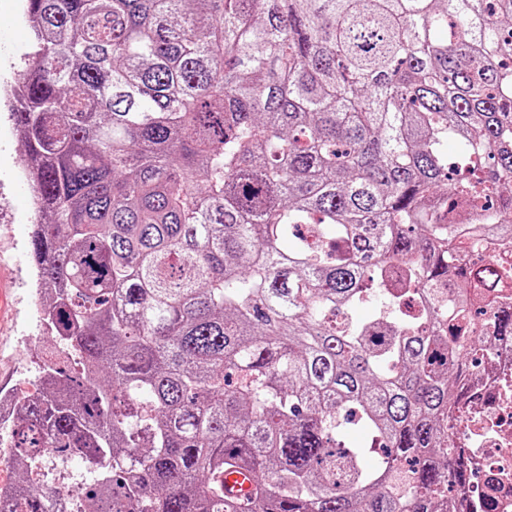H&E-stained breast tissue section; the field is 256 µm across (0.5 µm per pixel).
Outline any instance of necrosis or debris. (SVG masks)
<instances>
[{
	"label": "necrosis or debris",
	"instance_id": "4bbe7bcc",
	"mask_svg": "<svg viewBox=\"0 0 512 512\" xmlns=\"http://www.w3.org/2000/svg\"><path fill=\"white\" fill-rule=\"evenodd\" d=\"M481 352V369L469 376L466 402L455 429L464 446L469 482L457 488L460 512H512V336L494 334ZM29 489L51 494L56 512H76L84 486L73 479L47 480L32 473Z\"/></svg>",
	"mask_w": 512,
	"mask_h": 512
}]
</instances>
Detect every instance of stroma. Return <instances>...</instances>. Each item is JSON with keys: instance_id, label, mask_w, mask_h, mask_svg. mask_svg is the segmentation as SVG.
<instances>
[{"instance_id": "1", "label": "stroma", "mask_w": 512, "mask_h": 512, "mask_svg": "<svg viewBox=\"0 0 512 512\" xmlns=\"http://www.w3.org/2000/svg\"><path fill=\"white\" fill-rule=\"evenodd\" d=\"M24 0H0V86L12 83L30 51V33L21 18ZM24 161L11 121L0 111V281L7 288L8 309L0 322V394L41 377L44 354L54 344L41 321L39 298L29 253L33 207L20 169Z\"/></svg>"}]
</instances>
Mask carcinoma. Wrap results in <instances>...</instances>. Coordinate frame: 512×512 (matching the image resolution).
I'll return each mask as SVG.
<instances>
[{
  "label": "carcinoma",
  "instance_id": "carcinoma-1",
  "mask_svg": "<svg viewBox=\"0 0 512 512\" xmlns=\"http://www.w3.org/2000/svg\"><path fill=\"white\" fill-rule=\"evenodd\" d=\"M24 20L7 112L63 353L9 418L20 455L100 469L87 512H439L482 341L460 256L512 244V0ZM15 469L0 512H50Z\"/></svg>",
  "mask_w": 512,
  "mask_h": 512
}]
</instances>
